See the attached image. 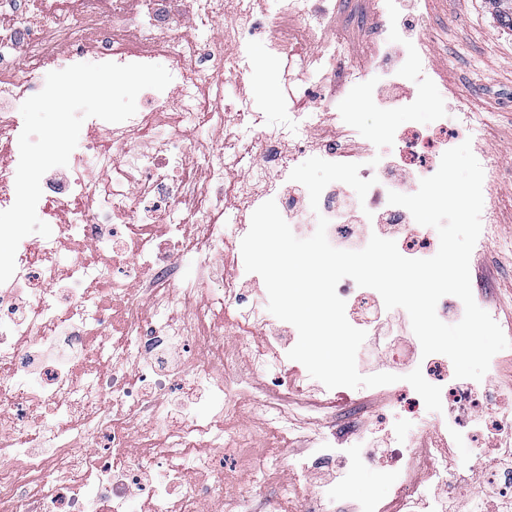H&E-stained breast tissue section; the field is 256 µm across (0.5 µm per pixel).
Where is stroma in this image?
I'll list each match as a JSON object with an SVG mask.
<instances>
[{"label":"stroma","mask_w":512,"mask_h":512,"mask_svg":"<svg viewBox=\"0 0 512 512\" xmlns=\"http://www.w3.org/2000/svg\"><path fill=\"white\" fill-rule=\"evenodd\" d=\"M385 0H342L335 11L333 33L343 37L351 65L375 66L399 58L408 41L421 26H428L434 38L428 50L435 59L434 70H410L402 82L401 94L421 98L414 112H394L392 123H426L433 110L448 117L449 128L462 122V107H469L487 130L486 147L500 154L499 165L485 176L482 189L492 197L497 230L476 243L470 258L471 287L476 303L496 322L512 321V30L501 25L490 0H403L390 23L391 49L365 42L361 31L372 13L385 10ZM250 65L243 84L224 85L225 107L248 97L255 111L275 119L289 87L301 90V106L323 113L328 123L337 118L353 121L367 142H374L382 122L369 94L342 84L334 99H324L316 69L289 73L288 63L269 48L266 21L254 27L249 45ZM352 399L361 400L364 412L353 428L338 430L336 445L346 451L347 470L343 480L324 468L313 475V483L339 484L345 501H389L392 486L386 474L392 465L387 457L370 459L371 449H385L395 440L409 441L418 435L433 414L419 407L409 417L401 407L385 402L378 388H343L332 402L320 409V416H332ZM225 427L248 426L255 452L279 450L286 463L313 454L328 435L322 425L299 418L293 432L279 431L253 419L248 411L226 417Z\"/></svg>","instance_id":"obj_1"}]
</instances>
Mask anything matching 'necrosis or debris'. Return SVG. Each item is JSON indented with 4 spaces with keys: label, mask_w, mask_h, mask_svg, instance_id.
<instances>
[{
    "label": "necrosis or debris",
    "mask_w": 512,
    "mask_h": 512,
    "mask_svg": "<svg viewBox=\"0 0 512 512\" xmlns=\"http://www.w3.org/2000/svg\"><path fill=\"white\" fill-rule=\"evenodd\" d=\"M79 2L74 13L64 0H0V14L13 17L0 27V211L15 200L16 112L38 90L44 67L149 64L163 56L172 81L148 90L149 111L120 123L89 119V135L71 154L74 177L38 202L57 219L56 234L19 246L16 271L0 284V512H248L245 499L224 503L225 456L268 480L280 463L247 458L249 433L213 431L198 411H234L243 389L234 377L239 362L280 371L285 347L253 346L252 336L274 326L240 297L235 277L214 272L224 257L223 210L209 209L203 222L197 215L205 200L249 197L255 178L280 194V213L291 219L297 203L281 183L303 158L309 133L328 161L363 160L365 147L350 136L338 141L317 112L291 108L265 127L244 103L225 119L223 84L243 80L245 32L263 0H239L230 13L224 0ZM198 18L223 22V39L204 45L185 34L184 20ZM315 18L311 0H279L269 46L297 70L314 67L332 80L342 44L325 38L320 53H311ZM205 103L219 140L209 144L168 124L171 112L196 120ZM244 128L256 132L247 153ZM383 138L395 144L402 167L422 173L438 169L456 134L437 111L428 127L389 125ZM185 259L196 276L174 284L173 270ZM146 280L150 288L137 297ZM338 294L357 324L377 320L378 292L349 283ZM220 310L233 312L240 326L230 346ZM421 371L441 387L445 412L415 444L388 449L400 465L389 475L392 502L351 506L336 486L310 490L311 474L343 456L330 439L317 455L298 459L280 485L300 512H446L444 500L456 495L466 467L483 468L497 491L490 507L478 503L472 512H512V406L479 392L477 381L450 382L441 355L428 356ZM302 391L300 379L280 372L257 390L252 409L265 418L276 400L303 407ZM487 438L505 466L486 468L478 458L460 464L448 455L449 443ZM419 471L443 498H427L410 481Z\"/></svg>",
    "instance_id": "obj_1"
}]
</instances>
